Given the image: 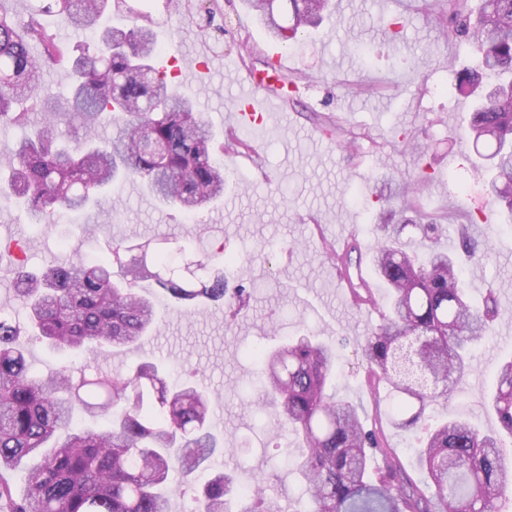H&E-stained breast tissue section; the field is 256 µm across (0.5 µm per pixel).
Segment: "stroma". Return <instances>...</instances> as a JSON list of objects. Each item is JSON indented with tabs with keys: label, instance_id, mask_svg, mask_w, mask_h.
<instances>
[{
	"label": "stroma",
	"instance_id": "obj_1",
	"mask_svg": "<svg viewBox=\"0 0 512 512\" xmlns=\"http://www.w3.org/2000/svg\"><path fill=\"white\" fill-rule=\"evenodd\" d=\"M135 15L152 25L158 64L173 58L184 68L177 88L197 104L217 140L233 125L239 74L263 70L278 55L295 81L280 107L282 121L241 130L242 138L260 141L259 158L226 154L223 199L192 216L159 204L139 180L123 178L98 205L57 213L48 224L0 204V303L25 318L24 306L11 298L13 244L22 246L30 269L163 236L208 254L224 248L240 257L229 275L245 285L243 300L176 304L154 281L139 282L138 292L158 304L156 328L139 347L84 355L86 374L112 375L152 357L172 368L173 381L207 389L212 422L229 449L220 461L225 472L240 484L260 482L281 512H301L300 478L283 460L300 457L303 442L277 427L255 384L253 352L315 332L336 345L337 397L358 406L365 425L383 428L401 463L414 469L415 433L390 426L362 386L359 344L386 310L383 285L364 264L374 303L352 306L338 292L336 267L324 252L347 233L370 247L377 185L391 177L420 179L428 218L452 225L467 215L498 225L492 258L465 272L474 300L491 289L512 312V228L488 202L466 133L473 101L458 91L457 73L477 66L475 51L462 38L444 41L435 11L423 0H342L310 39L287 47L269 39L247 0H180L175 9L168 0H126L105 20L121 27ZM390 21L403 23L400 34L387 29ZM201 44L211 53L204 78L196 72ZM510 357L512 319L478 345L461 392L434 406L432 419L459 415L479 430H498L486 399L500 363Z\"/></svg>",
	"mask_w": 512,
	"mask_h": 512
}]
</instances>
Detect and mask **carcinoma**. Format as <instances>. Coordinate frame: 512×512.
I'll use <instances>...</instances> for the list:
<instances>
[{"label":"carcinoma","mask_w":512,"mask_h":512,"mask_svg":"<svg viewBox=\"0 0 512 512\" xmlns=\"http://www.w3.org/2000/svg\"><path fill=\"white\" fill-rule=\"evenodd\" d=\"M250 0L268 36L284 44L306 36L329 10L331 0ZM443 0V10L462 18L443 27L444 40L465 36L479 55V68L459 76L470 96L481 94L470 115L469 135L486 145L491 203L512 222V0ZM112 0H38L27 20L0 11V124L30 129L16 143L0 176V200L19 204L34 217L81 211L97 203L112 181L136 177L161 203L189 215L224 196V162L214 133L195 104L160 73L150 26L100 28ZM64 15L82 30H100L94 44H63L44 23ZM40 49L39 56L31 47ZM65 65L71 95L41 94L44 67ZM41 114L37 123L30 121ZM72 114L82 137H62L58 125ZM116 124L99 136L104 117ZM422 182L403 185L400 210L380 209L374 224L371 261L388 294L384 322L360 343L367 364L365 386L376 402H390L394 426L415 430L425 412L446 402L464 379L472 351L490 336L505 312L493 290L481 306L471 304L457 254L438 243L445 224H418L424 215ZM458 250L472 262L490 255L491 224H460ZM118 244L90 263L50 262L38 274L18 272L15 296L28 309L27 335L73 357L109 347L138 344L157 320L154 302L136 292L151 279L181 304L224 302L229 287L222 266L195 262L188 275L178 260L188 246ZM121 280H114V269ZM20 325L0 314V512H168L174 492L170 472L188 478L204 470L198 512H229L233 478L213 468L223 453L208 420L209 394L192 385L172 386L166 368L145 360L128 374L80 376L71 365L45 377L30 374ZM263 392L277 422L302 436L307 452L296 464L308 512H500L512 486V359L498 372L488 404L501 425L482 432L463 419L425 427L417 448L418 473H408L383 434L364 426L357 407L328 393L336 351L312 335L289 340L271 352L253 353ZM106 417L90 429L74 423V410ZM378 454L383 466L371 468ZM25 471L18 494L4 478ZM255 508L279 512L262 491Z\"/></svg>","instance_id":"obj_1"}]
</instances>
